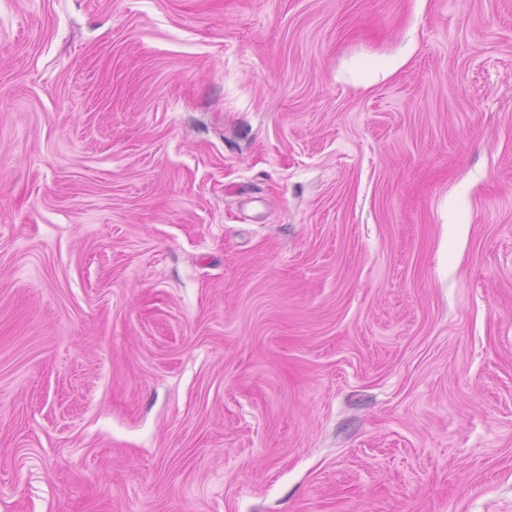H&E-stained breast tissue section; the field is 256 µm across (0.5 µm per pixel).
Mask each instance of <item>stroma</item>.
Listing matches in <instances>:
<instances>
[{
  "label": "stroma",
  "instance_id": "35a3bbf8",
  "mask_svg": "<svg viewBox=\"0 0 512 512\" xmlns=\"http://www.w3.org/2000/svg\"><path fill=\"white\" fill-rule=\"evenodd\" d=\"M0 512H512V0H0Z\"/></svg>",
  "mask_w": 512,
  "mask_h": 512
}]
</instances>
